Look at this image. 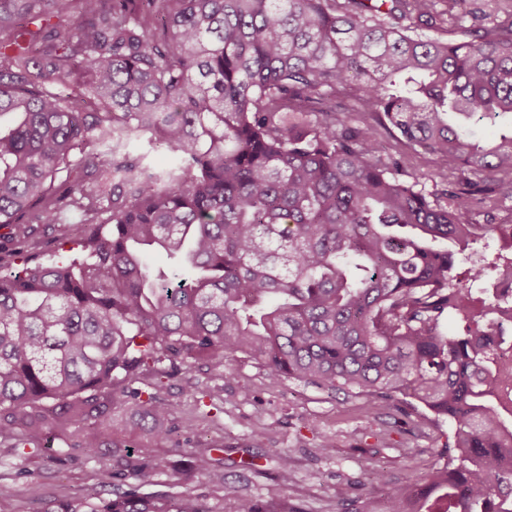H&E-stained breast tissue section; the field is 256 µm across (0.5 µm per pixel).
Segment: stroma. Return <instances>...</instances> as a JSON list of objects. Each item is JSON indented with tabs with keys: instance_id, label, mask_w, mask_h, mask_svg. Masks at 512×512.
<instances>
[{
	"instance_id": "obj_1",
	"label": "stroma",
	"mask_w": 512,
	"mask_h": 512,
	"mask_svg": "<svg viewBox=\"0 0 512 512\" xmlns=\"http://www.w3.org/2000/svg\"><path fill=\"white\" fill-rule=\"evenodd\" d=\"M385 156L401 162V180L413 182L437 169L436 158L405 148L392 135L382 140ZM191 393L179 376L164 380L160 394L169 405L174 441H140L136 447L159 465L156 492L189 493L205 500L211 512H236L235 498L212 481L213 460L228 481L245 495L266 499L280 495L303 512H336L337 490L347 485L370 492L368 473L388 471L398 482L422 483L448 442V424L431 420L413 427L397 422L390 403L367 413L361 395L322 389L290 380L272 384L254 361L240 356L226 367L198 365ZM328 435L329 452L319 448ZM0 437V512H43L46 502L67 500L95 486L101 466L116 468L115 457L90 456L86 449L25 448L9 455ZM285 449L292 465L281 471L273 457ZM192 476H185L187 462ZM35 472L40 496L28 490L26 472Z\"/></svg>"
}]
</instances>
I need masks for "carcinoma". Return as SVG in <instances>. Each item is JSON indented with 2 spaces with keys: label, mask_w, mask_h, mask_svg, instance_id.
Segmentation results:
<instances>
[{
  "label": "carcinoma",
  "mask_w": 512,
  "mask_h": 512,
  "mask_svg": "<svg viewBox=\"0 0 512 512\" xmlns=\"http://www.w3.org/2000/svg\"><path fill=\"white\" fill-rule=\"evenodd\" d=\"M493 3L0 0V228L15 245L0 256V436L115 454L120 400L134 432L171 440L166 400L127 384L241 354L274 384L363 395L369 413L400 396L405 418L422 406L450 426L423 485L374 469L381 497L342 487L337 512H512V409L491 400L512 300L472 296L512 257L455 274L486 238L512 252L507 226L468 218L474 193L512 196V126L486 145L452 120L512 117V0ZM383 128L437 157L427 179L443 189L398 178ZM71 216L78 253L28 252ZM155 251L179 265L153 272ZM158 470L143 457L116 488L103 467L44 512H212L142 493ZM212 477L237 512H300Z\"/></svg>",
  "instance_id": "obj_1"
}]
</instances>
